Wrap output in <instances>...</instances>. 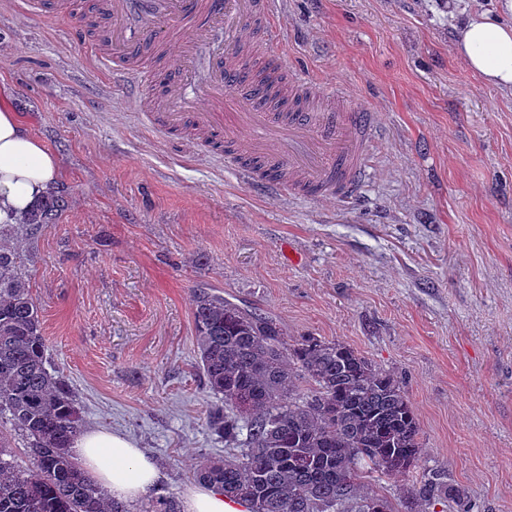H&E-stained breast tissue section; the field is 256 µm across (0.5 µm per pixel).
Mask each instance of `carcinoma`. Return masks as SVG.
<instances>
[{"label": "carcinoma", "mask_w": 512, "mask_h": 512, "mask_svg": "<svg viewBox=\"0 0 512 512\" xmlns=\"http://www.w3.org/2000/svg\"><path fill=\"white\" fill-rule=\"evenodd\" d=\"M65 207L63 195L34 203L17 224H0V414L28 442L22 470L0 437V512H130L94 484L73 446L84 420L71 386L47 361L39 308L22 255L8 241L34 234ZM200 369L224 405L209 412L224 459L199 479L245 500L250 512H398L371 477L416 473L404 512H427L448 487L438 468L418 471L420 421L403 383L335 341L284 340L279 321L220 296H196Z\"/></svg>", "instance_id": "cac0c4a2"}]
</instances>
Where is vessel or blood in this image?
I'll return each mask as SVG.
<instances>
[{
    "mask_svg": "<svg viewBox=\"0 0 512 512\" xmlns=\"http://www.w3.org/2000/svg\"><path fill=\"white\" fill-rule=\"evenodd\" d=\"M107 13L94 65L162 134L194 143L253 187L296 200L353 202L383 133L375 112L347 107L335 88L289 64L276 0H96ZM182 59L157 85L153 57Z\"/></svg>",
    "mask_w": 512,
    "mask_h": 512,
    "instance_id": "vessel-or-blood-1",
    "label": "vessel or blood"
}]
</instances>
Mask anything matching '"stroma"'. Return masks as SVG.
I'll list each match as a JSON object with an SVG mask.
<instances>
[{
    "label": "stroma",
    "instance_id": "stroma-1",
    "mask_svg": "<svg viewBox=\"0 0 512 512\" xmlns=\"http://www.w3.org/2000/svg\"><path fill=\"white\" fill-rule=\"evenodd\" d=\"M470 4L284 0L289 62L384 118L345 205L265 193L186 134L146 129L93 68L92 0L66 16L0 0V99L57 157L67 201L24 240V273L85 428L133 438L165 474L131 512L180 500L224 456L197 364L202 291L394 373L426 463L464 492L444 512H512V91L455 54Z\"/></svg>",
    "mask_w": 512,
    "mask_h": 512
}]
</instances>
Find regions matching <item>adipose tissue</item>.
Segmentation results:
<instances>
[{
	"mask_svg": "<svg viewBox=\"0 0 512 512\" xmlns=\"http://www.w3.org/2000/svg\"><path fill=\"white\" fill-rule=\"evenodd\" d=\"M454 47L483 83L512 90V23L473 6L454 27ZM57 170L56 156L26 130L11 106L0 103V222L16 223L34 201L51 192ZM75 455L93 483L123 501L138 500L164 478L134 441L104 429L84 432ZM241 506V500L204 484L187 486L182 493L183 512H240Z\"/></svg>",
	"mask_w": 512,
	"mask_h": 512,
	"instance_id": "ef3b65f1",
	"label": "adipose tissue"
}]
</instances>
